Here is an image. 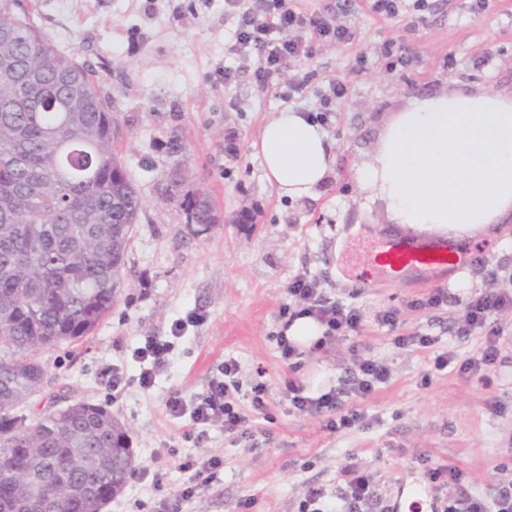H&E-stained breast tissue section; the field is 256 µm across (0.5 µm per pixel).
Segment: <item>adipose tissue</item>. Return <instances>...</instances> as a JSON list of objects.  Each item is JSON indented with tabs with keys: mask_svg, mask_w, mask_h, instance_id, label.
Segmentation results:
<instances>
[{
	"mask_svg": "<svg viewBox=\"0 0 512 512\" xmlns=\"http://www.w3.org/2000/svg\"><path fill=\"white\" fill-rule=\"evenodd\" d=\"M254 148L267 181L292 200L310 197L334 159L325 131L289 108L263 125ZM357 178L404 230L452 242L492 234L512 214V99L448 88L411 100L385 124Z\"/></svg>",
	"mask_w": 512,
	"mask_h": 512,
	"instance_id": "1",
	"label": "adipose tissue"
}]
</instances>
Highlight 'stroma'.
Returning a JSON list of instances; mask_svg holds the SVG:
<instances>
[{"label":"stroma","instance_id":"1","mask_svg":"<svg viewBox=\"0 0 512 512\" xmlns=\"http://www.w3.org/2000/svg\"><path fill=\"white\" fill-rule=\"evenodd\" d=\"M470 5L432 0L416 20L408 11L381 17L355 0L354 42L317 47L303 65L313 78L294 110H316L328 77L346 78L349 89L325 126L335 142L332 173L313 197L293 201L268 183L252 147L282 103L253 84L224 86V49L236 30L224 0H18V13L91 65L112 107L115 152L142 199L116 305L83 342L46 353L48 377L25 406L33 421L57 405L99 403L125 427L134 472L104 512H167L174 492L190 481L181 468L188 457L216 456L224 467L182 512H239L246 499L249 512H298L308 485L336 492L352 463L371 474L380 505L398 499L402 512H413V499L399 497V488L423 478L428 465L460 468L486 497L512 476V310L491 321L503 331L494 370L459 373L463 361L478 358L484 333L457 335L473 296L512 281V216L499 237L466 239L460 271L470 284L456 291L447 270L395 276L372 265L368 246L399 229L356 180L385 122L412 98L447 85L512 98V0H486L478 12ZM405 50L412 64L391 68V56ZM174 134L182 152L168 148ZM175 172L186 187L208 189L219 224L199 234L187 224L178 200L165 193ZM476 260L496 280L474 274ZM334 268L341 280L332 278ZM299 274L313 278L323 298L359 307L365 326L361 335L302 353L291 367L276 335L291 302L288 285ZM439 289L447 301L425 307ZM384 310L396 311L395 327L377 324ZM413 333L436 343L396 344ZM152 339L172 347L145 388L140 374L150 363L136 350ZM441 354L450 364L438 371ZM230 358L244 386L266 384L268 413L254 416L250 440L219 422L192 439L190 415L171 416L166 401L175 392L193 401ZM364 358L384 362L390 378L359 401L366 418L355 428L327 431L322 417L296 413L281 393L283 378L293 374L318 395ZM116 374L123 378L117 388ZM490 401L499 413L487 411Z\"/></svg>","mask_w":512,"mask_h":512}]
</instances>
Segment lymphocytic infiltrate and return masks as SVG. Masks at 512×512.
Listing matches in <instances>:
<instances>
[{
    "mask_svg": "<svg viewBox=\"0 0 512 512\" xmlns=\"http://www.w3.org/2000/svg\"><path fill=\"white\" fill-rule=\"evenodd\" d=\"M235 9L236 39L229 46L224 59V85L236 86L243 76H250L257 85L273 86L274 96L281 103L292 102L310 79L302 65L310 59L316 46L348 44L355 33L347 22L349 0H338L335 8L307 12L298 0H226ZM296 68L294 79L281 81L288 68ZM294 301L293 308L283 309L284 318L294 315L314 317L324 333L313 345L322 350L347 336L360 334L364 315L354 306L331 302L320 295L317 283L306 275H297L288 286ZM512 310V292H484L474 296L466 305L461 335L486 329L477 359L465 360L460 372L478 368H494L499 355V333L487 329V322L497 312ZM239 364L235 360L224 363L222 379L213 381L207 392L193 404H186L179 394H172L166 408L170 415L190 414L195 424L207 426L223 423L227 432L241 439L252 438L250 413H244L238 404L241 389ZM389 378L388 366L378 360L363 359L344 385L310 396L303 382L293 376L283 381L290 406L298 413L323 417L325 429L336 432L361 423L365 413L357 408L359 400L368 397L380 383ZM344 485L335 500H328L322 487H307L300 504V512H369L375 498L372 481L361 469L351 466L344 472ZM427 476L436 491L443 494L442 512H512V479L502 480L493 499L487 500L472 491L461 469L436 467L428 469Z\"/></svg>",
    "mask_w": 512,
    "mask_h": 512,
    "instance_id": "obj_1",
    "label": "lymphocytic infiltrate"
}]
</instances>
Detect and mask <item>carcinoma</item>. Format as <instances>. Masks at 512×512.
<instances>
[{"label": "carcinoma", "mask_w": 512, "mask_h": 512, "mask_svg": "<svg viewBox=\"0 0 512 512\" xmlns=\"http://www.w3.org/2000/svg\"><path fill=\"white\" fill-rule=\"evenodd\" d=\"M16 7L0 0V59L12 61L0 69V512H28L39 498L96 512L97 501L71 491L124 488L130 463L99 459L124 448L126 431L103 428L101 404L79 401L33 423L21 407L47 378L42 353L82 341L111 312L142 202L92 69ZM167 192L200 231L219 222L206 189L172 179ZM75 446L89 469L68 466Z\"/></svg>", "instance_id": "cac0c4a2"}]
</instances>
